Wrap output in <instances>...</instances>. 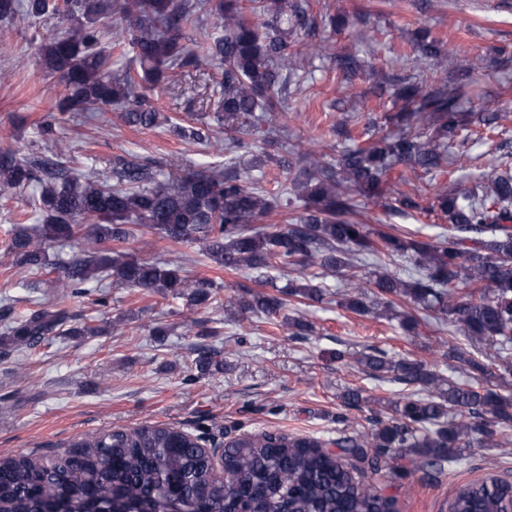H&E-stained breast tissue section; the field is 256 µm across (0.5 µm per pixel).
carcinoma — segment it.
Masks as SVG:
<instances>
[{"label": "carcinoma", "mask_w": 512, "mask_h": 512, "mask_svg": "<svg viewBox=\"0 0 512 512\" xmlns=\"http://www.w3.org/2000/svg\"><path fill=\"white\" fill-rule=\"evenodd\" d=\"M61 11L66 21L56 36L38 47L46 76L63 84L66 94L57 111L44 116L40 132L53 138L65 116L121 108L134 128L161 125L179 138L209 140V133L232 130L224 139L231 155L222 171L195 170L159 176L135 157H117L112 178L77 175L63 161L65 149L51 155L0 148V195L33 186L38 224L18 226L8 244L16 266L49 268L57 287L75 294L106 278L124 288L152 290L183 299L190 311L218 303V287L178 265L110 248L133 236L132 227L175 244L203 243L207 261L228 271L290 269L296 277L280 294L249 293L243 308L276 316L285 297L320 302L325 274L340 272L343 304L367 314L374 303L391 307L401 301L416 312H435L456 327L475 348H486L504 364L512 358V165L490 169L461 193L444 187L431 210L448 217V234L434 241L372 232L357 220L355 194L385 212L418 211L408 193L391 198L383 189L395 167L416 176H434L448 162V150L460 124L458 95L443 88L412 84L401 93L404 105L388 117L396 131L371 143L352 141L345 123L336 124L340 150L317 142L298 155L284 149L268 128L278 102L280 77L305 69L319 45L303 43L290 51V36L306 24L302 0H0V21ZM251 10L253 18L245 15ZM217 19L222 33L204 49L218 65V99L205 105L212 124L195 128L171 122L152 104L156 90L200 72V52L183 43V31L203 17ZM116 38L128 39L138 70L112 69L101 46L102 22ZM418 64L434 68L450 50L425 31L416 42ZM261 144L264 159L291 176L301 211L284 225L262 223L277 201L255 182L233 155ZM84 236L100 249L68 260L52 259L46 243ZM405 256L412 262L408 279L391 273L383 259ZM375 258L379 270L374 291L358 268ZM72 320L64 306L31 311L5 325L0 354L17 345L33 346ZM446 356L460 364L470 382L445 385L426 365L394 359L369 347L358 364L370 375L418 386L412 393L374 412L371 431L339 437L323 450L309 437L281 433L242 435L229 441L224 468L237 479L228 488L213 475L196 443L197 436L165 424L114 430L80 437L48 458L0 457V512H393L394 501L356 474L348 460L377 471L392 454L406 469L440 472L462 460L461 449L498 447L512 427V395L485 385L486 365L455 346ZM200 374L224 369V361L201 350ZM451 512H512V482L489 476L458 490Z\"/></svg>", "instance_id": "1"}]
</instances>
